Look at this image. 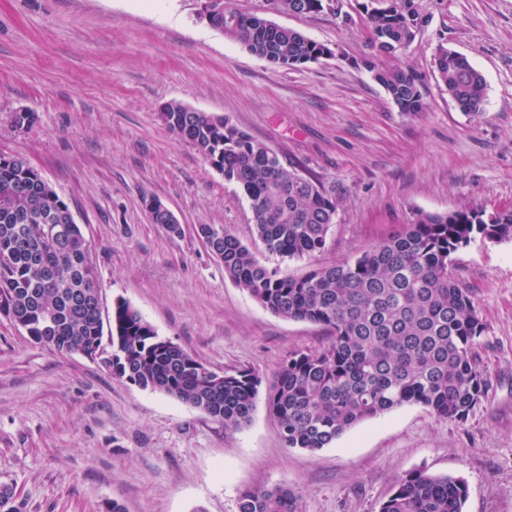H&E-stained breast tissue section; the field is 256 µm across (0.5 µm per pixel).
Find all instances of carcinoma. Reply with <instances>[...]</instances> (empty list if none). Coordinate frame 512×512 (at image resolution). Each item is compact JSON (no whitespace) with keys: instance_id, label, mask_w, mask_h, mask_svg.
Returning a JSON list of instances; mask_svg holds the SVG:
<instances>
[{"instance_id":"carcinoma-1","label":"carcinoma","mask_w":512,"mask_h":512,"mask_svg":"<svg viewBox=\"0 0 512 512\" xmlns=\"http://www.w3.org/2000/svg\"><path fill=\"white\" fill-rule=\"evenodd\" d=\"M287 13L310 14L325 0H274ZM414 0H364L377 48L412 44L421 31ZM210 24L274 66L314 63L333 51L298 30L233 9ZM374 79L400 111L422 110L413 71L377 69ZM435 77L457 108L476 115L487 98L484 76L439 45ZM159 120L191 145L250 201L254 231L282 258L322 252L337 212L336 188L285 167L278 154L227 117L164 104ZM224 277L264 309L324 326L327 343L294 352L278 367L266 395L285 447L316 453L348 430L404 404H421L438 418L464 422L481 403L487 382L477 369L474 340L483 326L473 299L449 272L452 256L480 236L512 240V210L422 214L353 262L293 277L262 265L233 232L211 224ZM89 249L63 199L18 155H0V313L40 344L47 325L66 353L101 350L113 376L176 398L240 429L251 422L261 380L248 370L223 379L181 346L158 336L129 302L118 299L104 331L100 294L84 268ZM463 479L407 472L379 512H463ZM299 491L275 486L244 491L239 512H300Z\"/></svg>"}]
</instances>
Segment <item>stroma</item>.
<instances>
[{
	"label": "stroma",
	"mask_w": 512,
	"mask_h": 512,
	"mask_svg": "<svg viewBox=\"0 0 512 512\" xmlns=\"http://www.w3.org/2000/svg\"><path fill=\"white\" fill-rule=\"evenodd\" d=\"M328 45L277 67L214 28L204 0H0V155H20L69 206L89 246L103 313L128 301L158 336L217 373L270 384L289 354L327 341L224 277L197 237L223 225L266 267L299 277L354 261L422 214L512 209V0H420L422 32L401 53L371 48L360 0L279 12L229 0ZM485 77L463 114L433 72L438 46ZM412 68L424 109L400 112L369 71ZM178 102L225 116L283 164L337 190L326 250L283 259L254 232L250 202L158 119ZM30 113L19 126L16 113ZM167 207L181 226L153 223ZM484 330L473 346L487 391L467 421L406 404L310 453L285 447L265 398L230 429L99 361L33 343L0 315V482L24 512H238L243 490L288 486L302 512H379L412 470L462 478L463 512H512V241L475 239L453 256Z\"/></svg>",
	"instance_id": "35a3bbf8"
}]
</instances>
